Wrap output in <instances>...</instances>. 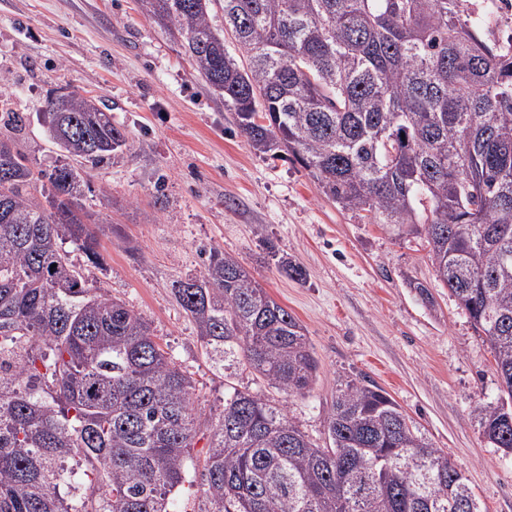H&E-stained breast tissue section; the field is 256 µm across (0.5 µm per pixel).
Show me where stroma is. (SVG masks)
Here are the masks:
<instances>
[{
    "mask_svg": "<svg viewBox=\"0 0 512 512\" xmlns=\"http://www.w3.org/2000/svg\"><path fill=\"white\" fill-rule=\"evenodd\" d=\"M103 102L134 149L91 169L81 203L102 219L98 263L72 253L96 286L148 320L195 382L206 415L224 404V372L172 294L210 250L236 257L305 326L320 364L310 393L287 395L239 371V385L283 405L324 443L336 386L363 377L461 467L483 512H512V455L474 418L496 402L489 346L437 281L421 235L364 224L321 195L291 157L252 148L222 96L140 0H0V136L33 171L64 163L39 120L47 96ZM299 263L280 273L267 245ZM423 283L433 302L415 288Z\"/></svg>",
    "mask_w": 512,
    "mask_h": 512,
    "instance_id": "stroma-1",
    "label": "stroma"
}]
</instances>
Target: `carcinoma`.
Returning <instances> with one entry per match:
<instances>
[{
	"label": "carcinoma",
	"instance_id": "1",
	"mask_svg": "<svg viewBox=\"0 0 512 512\" xmlns=\"http://www.w3.org/2000/svg\"><path fill=\"white\" fill-rule=\"evenodd\" d=\"M254 149L296 159L325 198L369 224L425 233L438 280L493 354L502 396L474 410L512 453V38L468 0H141ZM66 158L33 170L0 140V512H170L189 449H208L197 512H482L461 469L360 378L340 381L326 446L285 409L228 384L204 417L194 380L140 313L91 288L66 244L97 255L76 215L88 169L131 152L77 92L47 100ZM269 257L302 280L291 258ZM173 294L210 359L310 392L319 361L299 319L236 258L209 253Z\"/></svg>",
	"mask_w": 512,
	"mask_h": 512
}]
</instances>
